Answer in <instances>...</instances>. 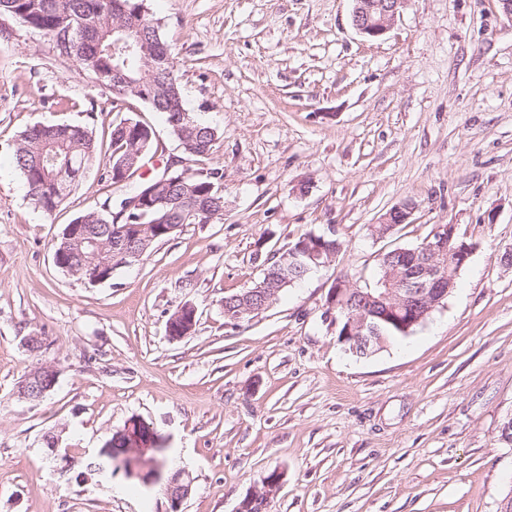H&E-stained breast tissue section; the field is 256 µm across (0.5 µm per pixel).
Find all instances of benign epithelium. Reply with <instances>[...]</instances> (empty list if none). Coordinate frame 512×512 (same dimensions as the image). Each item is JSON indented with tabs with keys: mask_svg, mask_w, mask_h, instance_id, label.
<instances>
[{
	"mask_svg": "<svg viewBox=\"0 0 512 512\" xmlns=\"http://www.w3.org/2000/svg\"><path fill=\"white\" fill-rule=\"evenodd\" d=\"M351 22L355 30L362 36L376 40L384 36L394 24L399 8L404 0H352ZM87 233L80 224L69 226L63 245L54 249V262L62 270H68V246L74 242H82ZM123 257L126 265H131L144 256L136 243V239L122 238ZM475 249L456 235L455 225L441 224L434 232L433 241L417 249H399L396 254L410 259V263L398 276V287L375 297L367 295V309L352 312L347 309L345 297L357 284L351 280L338 278L330 288L327 303L333 310L341 309L336 322L343 324L338 341L346 351L354 356L369 357L376 354L387 343L384 329L387 326L407 334L411 328L424 322L437 308L447 303L448 294L454 287L458 272L465 266ZM313 261L314 266L328 264L335 254L325 250L324 239L317 236L313 240H304L296 248L288 251V258L297 261L300 257ZM271 306V297L263 288H256L242 298L240 312L234 319L239 320L245 314L261 313ZM43 368L38 367L31 372L21 385L19 395L29 398L28 388L39 389V396H44L57 384L58 378L38 382ZM124 439L123 448L128 466L141 462L140 452L144 448H155L158 439L154 430L145 422L133 419L127 422L121 431ZM281 485L278 473L273 472L264 477L261 486L247 493L246 500L251 501L259 496L268 500L274 498ZM166 494L172 506V512H180V507L192 490V479L184 467L169 471L165 485Z\"/></svg>",
	"mask_w": 512,
	"mask_h": 512,
	"instance_id": "1",
	"label": "benign epithelium"
}]
</instances>
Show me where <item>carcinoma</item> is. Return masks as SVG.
I'll return each instance as SVG.
<instances>
[{
  "instance_id": "cac0c4a2",
  "label": "carcinoma",
  "mask_w": 512,
  "mask_h": 512,
  "mask_svg": "<svg viewBox=\"0 0 512 512\" xmlns=\"http://www.w3.org/2000/svg\"><path fill=\"white\" fill-rule=\"evenodd\" d=\"M50 37L62 54L72 56L80 70L107 92L118 84L123 93L118 100L146 105L164 115L171 134L197 160L212 154L219 131L199 121L183 105L181 86L174 75L171 50L164 41L160 22L153 18L144 0H0V15ZM87 123L35 124L24 130L14 146L16 167L24 177L27 194L34 206L52 214L69 195L96 152L94 126L96 115L87 113ZM151 130L133 119L116 125L111 133V152L105 162V178L114 185L127 188L117 207L106 198L109 209L86 212L73 220L86 227L88 237L109 261L111 268L121 267V246L112 237L114 224L152 236L146 252H151L153 225L208 224L224 216L223 173L218 168H186L178 178L157 192L174 203L138 210L131 203L144 198L156 183L153 178L135 179L151 148ZM89 245L75 246L69 256V273L89 281V268L84 255ZM400 259L384 253L379 260V274L372 289L362 292L374 296L388 288L386 274ZM282 256L263 262L257 288L274 290L277 302L286 287L281 285ZM79 475L111 478L118 470L116 460L100 454L60 468V476H68L74 468Z\"/></svg>"
}]
</instances>
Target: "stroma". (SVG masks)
<instances>
[{
	"label": "stroma",
	"mask_w": 512,
	"mask_h": 512,
	"mask_svg": "<svg viewBox=\"0 0 512 512\" xmlns=\"http://www.w3.org/2000/svg\"><path fill=\"white\" fill-rule=\"evenodd\" d=\"M186 108L217 128L224 216L187 224L91 285L57 267L67 224L124 188L104 178L115 125L153 131L150 172L186 153L162 114L114 105L37 31L0 35V512H170L163 482L65 481L133 417L194 479L180 512H236L280 472L267 512H500L512 497V16L499 0H404L371 41L352 0H147ZM95 112L102 149L63 204L34 208L12 147L28 126ZM410 202L409 223L370 227ZM451 224L475 250L444 307L379 353L337 340L336 278L372 284L381 255ZM334 231L329 265L232 325L224 298L299 236ZM197 310L173 341L169 315ZM40 337V351L24 340ZM54 366L43 402L22 376Z\"/></svg>",
	"instance_id": "1"
}]
</instances>
